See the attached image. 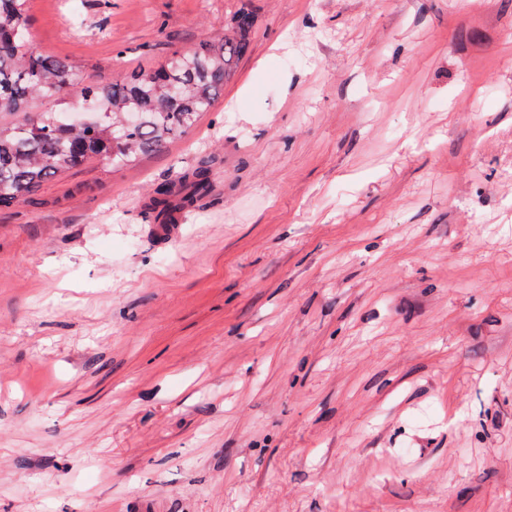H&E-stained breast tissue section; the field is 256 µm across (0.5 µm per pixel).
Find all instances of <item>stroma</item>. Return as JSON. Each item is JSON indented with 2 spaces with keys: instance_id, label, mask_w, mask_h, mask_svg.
<instances>
[{
  "instance_id": "1",
  "label": "stroma",
  "mask_w": 512,
  "mask_h": 512,
  "mask_svg": "<svg viewBox=\"0 0 512 512\" xmlns=\"http://www.w3.org/2000/svg\"><path fill=\"white\" fill-rule=\"evenodd\" d=\"M491 2L30 0L100 81L255 25L189 135L0 208V512H512Z\"/></svg>"
}]
</instances>
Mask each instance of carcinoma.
Returning <instances> with one entry per match:
<instances>
[{"label":"carcinoma","instance_id":"obj_1","mask_svg":"<svg viewBox=\"0 0 512 512\" xmlns=\"http://www.w3.org/2000/svg\"><path fill=\"white\" fill-rule=\"evenodd\" d=\"M29 24V0H0V112L18 115L0 123V208L28 201L45 182L94 157L133 165L185 135L247 54L254 18L241 10L223 38L113 82L91 81L72 63L37 52ZM73 93L95 106L94 120L34 111L42 97L64 101Z\"/></svg>","mask_w":512,"mask_h":512}]
</instances>
